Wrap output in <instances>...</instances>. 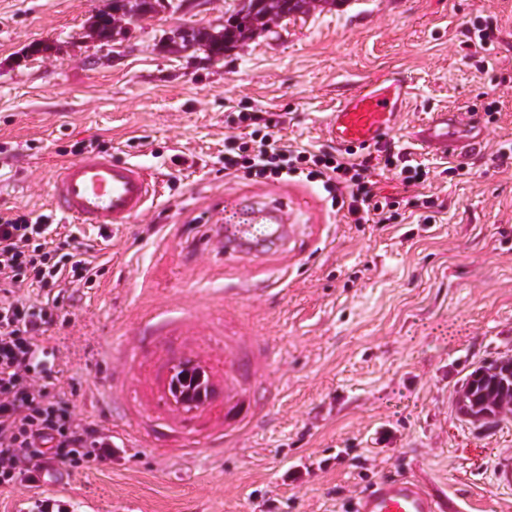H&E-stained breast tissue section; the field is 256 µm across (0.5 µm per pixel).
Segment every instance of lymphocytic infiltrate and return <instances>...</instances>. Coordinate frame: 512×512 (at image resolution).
<instances>
[{
  "label": "lymphocytic infiltrate",
  "instance_id": "lymphocytic-infiltrate-1",
  "mask_svg": "<svg viewBox=\"0 0 512 512\" xmlns=\"http://www.w3.org/2000/svg\"><path fill=\"white\" fill-rule=\"evenodd\" d=\"M250 133L236 137L225 170L257 182L298 178L321 183L356 223H387L396 199L379 198L372 155L353 148L294 149L277 133L280 115L252 113ZM48 215L0 210V485L33 487L53 471L68 472L112 457V444L77 421L66 395L50 390L54 374L46 333L66 319L69 287L93 286L102 270L84 243H56Z\"/></svg>",
  "mask_w": 512,
  "mask_h": 512
}]
</instances>
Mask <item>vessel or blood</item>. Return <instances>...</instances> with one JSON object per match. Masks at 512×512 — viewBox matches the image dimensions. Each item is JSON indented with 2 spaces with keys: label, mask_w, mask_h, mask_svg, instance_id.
I'll list each match as a JSON object with an SVG mask.
<instances>
[{
  "label": "vessel or blood",
  "mask_w": 512,
  "mask_h": 512,
  "mask_svg": "<svg viewBox=\"0 0 512 512\" xmlns=\"http://www.w3.org/2000/svg\"><path fill=\"white\" fill-rule=\"evenodd\" d=\"M411 95L401 78L387 84H367L345 97L327 125L329 136L342 147L375 148L384 144L397 113ZM456 118L448 112L434 113L416 136L422 149L447 151ZM156 194V185L140 165L112 159L106 154H88L64 164L50 181V200L55 211L79 225L104 230L126 224L144 211ZM285 202L263 203L252 210L250 223L228 224L220 236L225 254L236 258L254 257L284 246L294 236L284 215ZM186 323L174 324L169 335L156 339L159 356L151 372L159 392H168L175 373L187 365L205 374L202 399L180 404L184 414L194 416L223 407L224 423L214 427L211 437L235 441L263 413L266 404L255 399L245 387L265 371L273 355L269 345L247 336L224 339V363L176 347L173 339L182 335ZM353 512H448L447 498L436 495L416 478L383 476L359 493Z\"/></svg>",
  "instance_id": "b4317fda"
}]
</instances>
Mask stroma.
I'll use <instances>...</instances> for the list:
<instances>
[{
    "mask_svg": "<svg viewBox=\"0 0 512 512\" xmlns=\"http://www.w3.org/2000/svg\"><path fill=\"white\" fill-rule=\"evenodd\" d=\"M181 3L101 42L88 25L112 0H0V210L51 213L55 168L91 152L138 162L159 183L107 238L58 227L92 244L104 273L48 331L52 388L115 453L60 484L0 487V512H32L37 498L70 512H342L381 475L411 471L466 512H512V490L493 479L512 458V414L477 426L456 407L474 367L512 357V158H496L512 151V0H318L219 58L160 40L178 25L223 26L240 0ZM477 23L492 44H475ZM38 43L46 52L30 54ZM395 74L413 95L387 144L420 165L432 207L403 203L390 223L357 224L320 184L225 174L241 115L286 114L284 143L328 150L340 101ZM442 109L461 137L481 132L478 154L413 145ZM459 164L464 175L451 174ZM279 198L298 225L285 248L221 254L239 200ZM161 312L190 320L189 347L217 349L228 334L276 347L263 379L272 405L223 456L203 445L166 456L115 430L127 419L166 430L134 406L144 382L128 367Z\"/></svg>",
    "mask_w": 512,
    "mask_h": 512,
    "instance_id": "35a3bbf8",
    "label": "stroma"
}]
</instances>
